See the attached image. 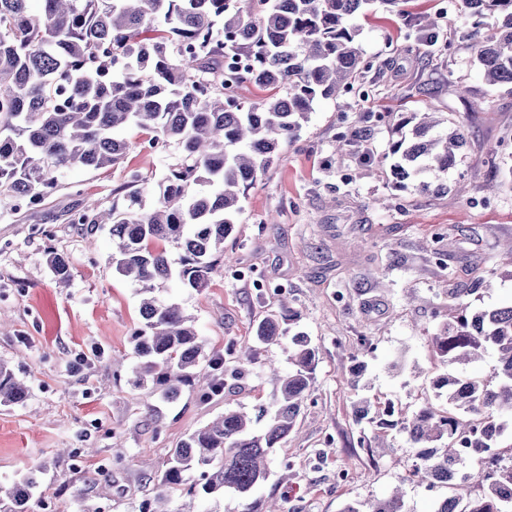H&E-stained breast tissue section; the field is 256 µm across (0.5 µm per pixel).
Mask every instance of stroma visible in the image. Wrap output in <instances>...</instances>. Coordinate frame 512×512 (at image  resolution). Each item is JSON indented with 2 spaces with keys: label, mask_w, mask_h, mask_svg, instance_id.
Returning <instances> with one entry per match:
<instances>
[{
  "label": "stroma",
  "mask_w": 512,
  "mask_h": 512,
  "mask_svg": "<svg viewBox=\"0 0 512 512\" xmlns=\"http://www.w3.org/2000/svg\"><path fill=\"white\" fill-rule=\"evenodd\" d=\"M403 17L378 5L354 19L372 68L368 96L315 104L309 122L248 190L233 233L224 241L229 266L219 267L204 294L172 287L167 297L195 319L210 349L224 356L223 392L208 400L184 388L173 402L152 387H134L130 337L141 323L136 286L112 260L105 226L69 224L70 209L108 208L131 188L145 204L175 144L147 145L138 128L123 162L75 170L33 210L0 197V362L26 382L23 406H0V482L42 467L31 512H137L153 498L170 448L224 410L271 407L268 365L288 370L287 339L308 337L317 355L311 395L298 424L269 462L253 498L224 500V512H248L252 499L275 500L281 512H343L404 491V512H432L448 492L481 494L482 466L470 463L454 489L412 481L414 450L405 433L356 420L393 406L412 419L435 402L434 380L447 373L430 338L462 310L512 301V166L491 170L490 147L512 153V88L487 86L474 51L460 38L474 19L463 0H408ZM441 14L436 46L416 19ZM468 86L458 96L449 80ZM440 112L465 126L468 144L445 176L451 192L428 195L400 186L388 157L391 130L406 112ZM356 130L360 139L339 145ZM138 184H131V174ZM443 236L435 245V236ZM65 257L69 287H57L48 252ZM484 287H477V280ZM292 302L283 341L254 344V326ZM462 289L452 297V289ZM254 346L239 366L235 352ZM364 366L349 371L352 359ZM79 448V465L59 459ZM109 477H101V468Z\"/></svg>",
  "instance_id": "35a3bbf8"
}]
</instances>
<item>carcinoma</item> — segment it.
I'll list each match as a JSON object with an SVG mask.
<instances>
[{
  "instance_id": "1",
  "label": "carcinoma",
  "mask_w": 512,
  "mask_h": 512,
  "mask_svg": "<svg viewBox=\"0 0 512 512\" xmlns=\"http://www.w3.org/2000/svg\"><path fill=\"white\" fill-rule=\"evenodd\" d=\"M376 1L402 16L407 0H0V195L18 208L37 207L60 187L58 173L119 163L129 127L150 133L148 143H175L180 156L146 208L136 191L126 204L68 212L70 224H109L116 269L138 287L141 325L131 336L138 363L135 386L152 385L171 401L185 386L204 399L224 389V358L208 349L183 308L160 296L166 283L201 294L219 267L224 239L234 231L247 190L279 157L281 146L309 122L314 105L355 89L371 68L352 16ZM475 17L463 36L491 86H512V0H464ZM494 31L480 32L484 20ZM426 41L440 36L439 19L420 18ZM249 85L266 92L257 102ZM409 135L389 145L401 180L419 179L424 192L446 193L442 173L466 145L456 122L413 112L398 129ZM181 250L172 268L164 244ZM56 280L71 279L65 258L50 253ZM283 336L270 314L255 340ZM442 363L468 365L493 350L488 377L446 374L447 408L431 404L400 423L418 448V482L465 480L468 460L498 465L474 499L446 497L433 512H512V462L497 452L512 439V304L462 314L432 336ZM293 368L275 381L273 410H243L196 429L170 450L161 491L138 512H170L174 492L216 503L248 497L268 477L270 456L296 425L309 396L316 351L302 335L288 347ZM28 387L0 363V405H21ZM38 471L0 482V512H30ZM369 512H403L398 492Z\"/></svg>"
}]
</instances>
